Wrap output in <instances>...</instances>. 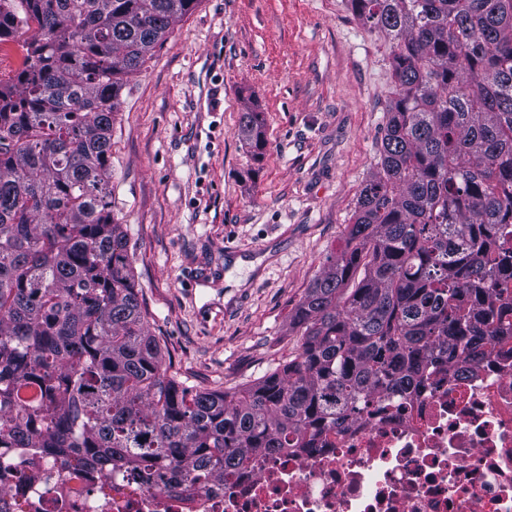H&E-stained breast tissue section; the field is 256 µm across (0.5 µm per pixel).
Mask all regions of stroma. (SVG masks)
<instances>
[{"instance_id":"obj_1","label":"stroma","mask_w":512,"mask_h":512,"mask_svg":"<svg viewBox=\"0 0 512 512\" xmlns=\"http://www.w3.org/2000/svg\"><path fill=\"white\" fill-rule=\"evenodd\" d=\"M393 92L390 38L346 0H199L129 78L112 211L178 381L232 393L298 353L290 317L345 243ZM240 135L244 141L260 148L263 144V128L258 119L257 112H244L240 120Z\"/></svg>"}]
</instances>
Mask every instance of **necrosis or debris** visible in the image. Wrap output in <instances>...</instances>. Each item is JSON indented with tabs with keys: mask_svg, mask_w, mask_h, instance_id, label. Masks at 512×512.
<instances>
[{
	"mask_svg": "<svg viewBox=\"0 0 512 512\" xmlns=\"http://www.w3.org/2000/svg\"><path fill=\"white\" fill-rule=\"evenodd\" d=\"M112 512H512V336L469 372L455 360L324 433L315 447L260 456L191 499L112 479ZM53 470L0 453V512H99Z\"/></svg>",
	"mask_w": 512,
	"mask_h": 512,
	"instance_id": "4bbe7bcc",
	"label": "necrosis or debris"
}]
</instances>
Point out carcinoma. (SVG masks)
<instances>
[{"mask_svg": "<svg viewBox=\"0 0 512 512\" xmlns=\"http://www.w3.org/2000/svg\"><path fill=\"white\" fill-rule=\"evenodd\" d=\"M199 0H0V446L61 461V485L161 471L204 488L255 454L308 448L432 359L512 328V0H348L390 36L395 96L346 248L295 309L298 355L241 391L165 367L112 214L128 76ZM242 139L263 144L257 113ZM2 49L7 48L8 54L6 56H2L0 52V78L5 81H8L11 76H14V72L20 66L23 52L21 49L20 43L17 42H8L5 45H2Z\"/></svg>", "mask_w": 512, "mask_h": 512, "instance_id": "1", "label": "carcinoma"}]
</instances>
